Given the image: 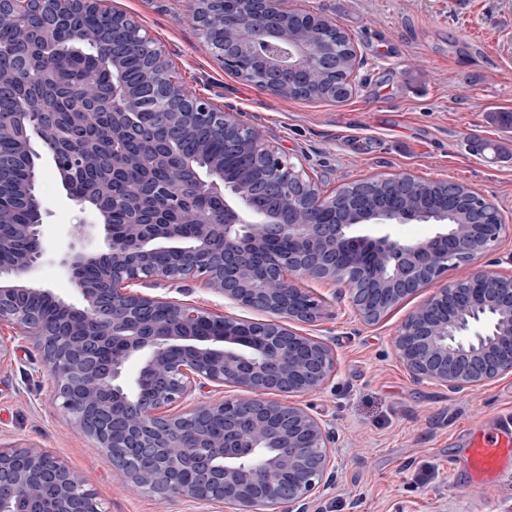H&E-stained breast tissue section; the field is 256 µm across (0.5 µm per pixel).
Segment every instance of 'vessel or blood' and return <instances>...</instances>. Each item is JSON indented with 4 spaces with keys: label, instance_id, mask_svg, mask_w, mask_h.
I'll return each instance as SVG.
<instances>
[{
    "label": "vessel or blood",
    "instance_id": "1",
    "mask_svg": "<svg viewBox=\"0 0 512 512\" xmlns=\"http://www.w3.org/2000/svg\"><path fill=\"white\" fill-rule=\"evenodd\" d=\"M466 458L472 484H495L502 476L512 472V428L493 437L473 431Z\"/></svg>",
    "mask_w": 512,
    "mask_h": 512
}]
</instances>
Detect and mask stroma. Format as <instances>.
<instances>
[{
  "mask_svg": "<svg viewBox=\"0 0 512 512\" xmlns=\"http://www.w3.org/2000/svg\"><path fill=\"white\" fill-rule=\"evenodd\" d=\"M125 13L163 50L182 88L238 112L279 155L324 194L378 176L411 174L466 185L495 204L509 227L482 260L512 272V0H291L292 8L343 28L360 64L345 101L280 96L226 71L189 19L191 0H100ZM38 166L45 255L37 287L69 299L71 279L57 262L70 230L93 221L66 197L48 155ZM322 304L302 333L323 340L335 368L308 394L283 402L305 408L335 433V476L313 494L308 512H512V487L468 482L467 432L512 421V375L471 394L451 395L413 381L396 355L400 323L426 297L407 298L365 323L344 287L302 280ZM243 320L258 314L197 281L129 285ZM0 340V448H37L84 478L102 512H240L237 505L161 498L129 491L104 449L70 425L53 403L54 381L40 349L9 326Z\"/></svg>",
  "mask_w": 512,
  "mask_h": 512,
  "instance_id": "35a3bbf8",
  "label": "stroma"
}]
</instances>
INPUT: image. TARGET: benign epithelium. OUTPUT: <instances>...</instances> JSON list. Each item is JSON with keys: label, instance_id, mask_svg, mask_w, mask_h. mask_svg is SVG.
<instances>
[{"label": "benign epithelium", "instance_id": "obj_1", "mask_svg": "<svg viewBox=\"0 0 512 512\" xmlns=\"http://www.w3.org/2000/svg\"><path fill=\"white\" fill-rule=\"evenodd\" d=\"M193 22L205 30L224 19L223 0H193ZM288 0H239L244 20L219 46L224 68L247 56L264 80L261 87L283 96L312 86L321 50L318 31L331 26L287 6ZM98 10V0H0V18L27 15L35 21L20 41L14 78L48 76V45L58 26ZM147 43L124 13L111 15L101 55L112 67V129L137 135L139 96L123 81L128 36ZM143 65L151 77L156 125L164 139L143 156L96 154L65 142L42 118L39 102L13 113V151L0 156V325L34 340L55 384V406L78 430L106 449L112 466L134 492L200 501H226L243 512L288 505L307 512L312 493L333 478L334 432L305 408L269 398L275 393L317 390L333 369L329 346L293 327L321 315L318 301L296 280H325L347 288L367 323H374L419 290L462 263L464 277L446 281L400 324L394 347L417 381H431L453 395L468 394L512 374V275L476 262L493 251L506 225L485 200L464 224H449L448 209L433 210L342 192L323 194L286 163L259 130L236 112L217 110L186 93L161 49L148 48ZM99 94L95 73L77 90L70 117L93 119ZM222 135L251 163L234 172L216 158L175 149L186 132ZM52 157L68 198L88 207L95 223L79 226L90 237L101 226L100 251L70 246L58 261L77 286L74 302L34 285L31 276L44 254L38 174L21 188L8 171L33 166L36 148ZM96 163L117 170L146 165L169 178L134 190L127 224L112 230V181L107 176L85 193L70 186V170ZM260 188L281 206L255 210ZM220 197L224 210L201 218L196 193ZM29 224L9 217L18 209ZM433 224L423 241L384 234H356L361 226ZM201 280L224 299L263 318L247 321L215 315L168 298L129 294L132 282ZM137 362L134 383L126 381ZM230 386L249 397L203 402L180 414L173 404L189 399L196 384ZM224 421V437L211 434L209 419ZM50 482L57 496L46 502L38 487ZM96 502L83 479L47 453L0 450V512H90Z\"/></svg>", "mask_w": 512, "mask_h": 512}]
</instances>
